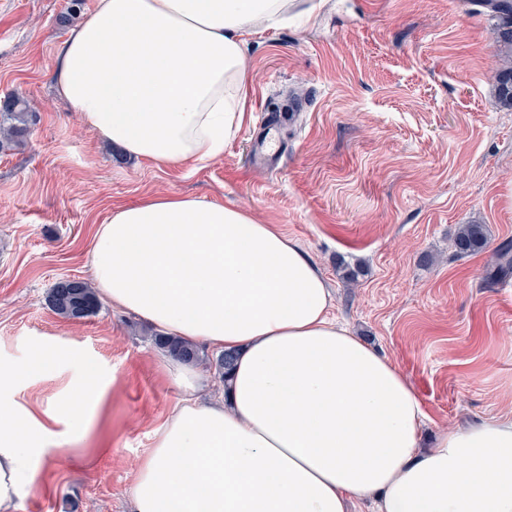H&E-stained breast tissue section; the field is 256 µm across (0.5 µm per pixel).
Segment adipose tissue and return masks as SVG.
I'll use <instances>...</instances> for the list:
<instances>
[{"label": "adipose tissue", "mask_w": 512, "mask_h": 512, "mask_svg": "<svg viewBox=\"0 0 512 512\" xmlns=\"http://www.w3.org/2000/svg\"><path fill=\"white\" fill-rule=\"evenodd\" d=\"M289 0H96L60 46L58 94L99 141L158 167L224 154L245 119L247 35ZM90 275L112 305L163 333L234 352L224 397L187 398L155 431L132 512H512V417L442 429L407 377L329 315L331 292L294 239L249 212L181 194L114 208ZM0 362V385L67 360ZM105 393L95 369L57 393L47 421L0 400V512Z\"/></svg>", "instance_id": "obj_1"}]
</instances>
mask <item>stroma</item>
Here are the masks:
<instances>
[{
    "label": "stroma",
    "instance_id": "35a3bbf8",
    "mask_svg": "<svg viewBox=\"0 0 512 512\" xmlns=\"http://www.w3.org/2000/svg\"><path fill=\"white\" fill-rule=\"evenodd\" d=\"M96 0H0V97L27 100L23 145L0 150V361L39 346L71 360L5 390L43 414L91 364L111 378L90 430L44 462L16 512H131L155 430L184 397L152 325L102 301L65 319L63 278L89 281L92 235L112 206L180 193L276 225L317 262L332 315L390 357L427 415L426 435L512 413V277L485 280L512 242V109L494 91L495 21L466 0H294L288 23L251 35L246 119L210 163L158 168L99 144L51 79L68 31ZM278 167L253 168L265 115ZM488 248L462 254L461 225Z\"/></svg>",
    "mask_w": 512,
    "mask_h": 512
}]
</instances>
